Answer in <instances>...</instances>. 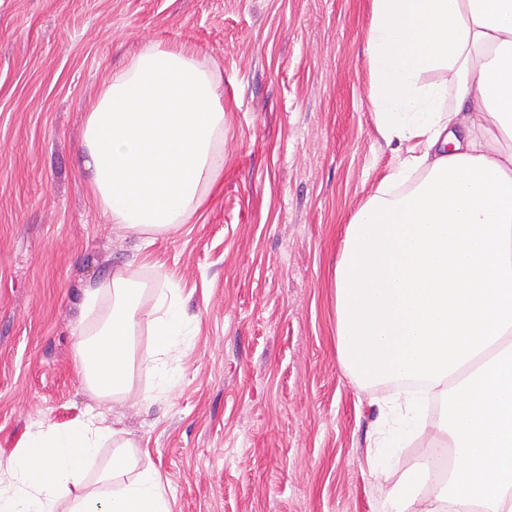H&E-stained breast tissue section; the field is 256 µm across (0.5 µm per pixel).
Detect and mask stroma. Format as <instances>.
Returning a JSON list of instances; mask_svg holds the SVG:
<instances>
[{
	"instance_id": "35a3bbf8",
	"label": "stroma",
	"mask_w": 512,
	"mask_h": 512,
	"mask_svg": "<svg viewBox=\"0 0 512 512\" xmlns=\"http://www.w3.org/2000/svg\"><path fill=\"white\" fill-rule=\"evenodd\" d=\"M370 0H0V459L41 422L104 411L147 448L172 512H390L429 442L370 469L380 408L336 353L342 227L395 157L368 101ZM221 77L224 167L149 251L90 202L84 117L144 44ZM177 288L188 334L150 395L99 403L76 361L87 284Z\"/></svg>"
}]
</instances>
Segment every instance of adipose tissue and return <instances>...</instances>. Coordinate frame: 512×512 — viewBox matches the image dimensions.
Masks as SVG:
<instances>
[{"mask_svg": "<svg viewBox=\"0 0 512 512\" xmlns=\"http://www.w3.org/2000/svg\"><path fill=\"white\" fill-rule=\"evenodd\" d=\"M366 41L374 125L396 163L344 228L337 353L362 382L425 386L382 412L374 438L387 458L429 437L388 491L392 512H512V0H372ZM218 89L186 44H146L113 72L85 115L83 154L88 193L115 227L149 245L202 206L224 166ZM140 293L123 269L85 291L76 356L99 400H143L135 370L162 371L185 333L175 290L146 310ZM143 324L155 343L140 359ZM430 392L444 400L432 424ZM478 416L487 469L468 439ZM134 446L101 413L39 424L0 460V512H171ZM477 468L481 492L463 499L454 475Z\"/></svg>", "mask_w": 512, "mask_h": 512, "instance_id": "1", "label": "adipose tissue"}]
</instances>
